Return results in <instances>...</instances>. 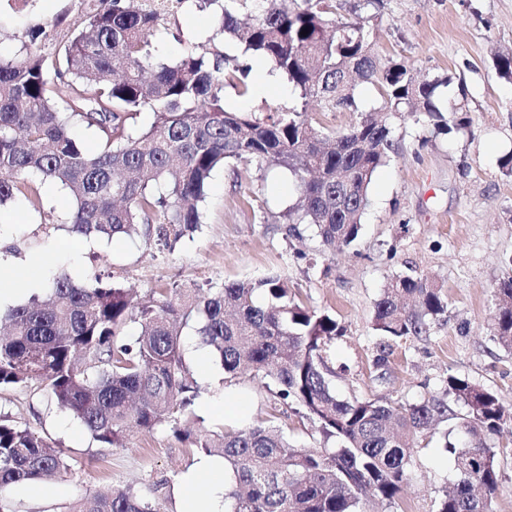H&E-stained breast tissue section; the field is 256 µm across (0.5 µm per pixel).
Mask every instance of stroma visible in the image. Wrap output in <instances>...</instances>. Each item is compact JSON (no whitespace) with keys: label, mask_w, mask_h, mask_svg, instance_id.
Wrapping results in <instances>:
<instances>
[{"label":"stroma","mask_w":512,"mask_h":512,"mask_svg":"<svg viewBox=\"0 0 512 512\" xmlns=\"http://www.w3.org/2000/svg\"><path fill=\"white\" fill-rule=\"evenodd\" d=\"M107 0H0V57L24 60L29 44L58 50ZM217 20L193 0L166 14L153 38L158 60L191 52L240 54L214 38ZM374 52L396 60L418 78H450L444 104H462L467 128L451 133L392 119L395 152L369 189L358 238L326 249L314 229L289 233L283 215L295 204L292 176L234 163L218 169L202 203L203 222L169 247L146 236L109 241L72 232L73 199L67 190L40 184L41 210L14 202L0 209V248L20 259L38 257L44 278L62 271L86 282L111 274L115 284L148 298L165 288L220 289L225 283L277 275L296 302L336 319L344 334L333 345L331 383L343 398L387 397L406 403L440 393L451 375L495 392L512 406V354L488 330L498 306L496 286L512 275V176L500 162L512 154V81L493 66L495 50H512V0H382ZM262 61L247 97L225 88L230 110L266 113L291 107L287 81ZM432 278L448 297L446 320L427 334L397 341L385 380L372 361L378 333L376 300L394 275ZM249 408L231 420L195 404L207 429L222 431L279 417L300 448L323 445L316 425L292 414L266 390L262 376L238 386ZM0 413L26 423L68 456L72 469L48 485H18L6 499L12 512H67L78 498L105 486L145 491L172 474H186L198 459L168 423L128 431L119 448H102L85 427L51 403L38 385L0 390ZM450 423L426 431L409 465V481L395 503L367 501L365 512H438L445 490L458 479L445 448ZM500 488L492 512H512V433L495 438Z\"/></svg>","instance_id":"stroma-1"}]
</instances>
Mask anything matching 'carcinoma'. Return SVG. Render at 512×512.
Segmentation results:
<instances>
[{"label":"carcinoma","instance_id":"cac0c4a2","mask_svg":"<svg viewBox=\"0 0 512 512\" xmlns=\"http://www.w3.org/2000/svg\"><path fill=\"white\" fill-rule=\"evenodd\" d=\"M218 16L215 35L238 43L241 56L187 53L156 60L152 40L166 9L145 0H111L54 57L36 49L14 61L0 57V207L22 196L34 208L32 174L73 197L72 231L110 239L153 235L164 245L202 223L213 171L229 163L283 168L299 202L290 224H309L323 245L358 236L368 191L388 162L394 139L388 117L411 112L438 130L465 128L460 108L439 104L451 78L418 82L406 65L380 64L373 29L336 17L334 0H195ZM308 34H301L302 30ZM269 60L285 76L297 103L265 116L228 111L224 87L252 89L253 62ZM378 85V119L359 111L358 83ZM142 110L152 124L129 119ZM315 112H357V121L331 135L312 124ZM79 124L99 133L89 152L72 133ZM504 299L489 330L512 352V277L500 281ZM263 295L267 302L260 303ZM448 312L443 287L428 278H391L374 306L381 334L374 367L384 378L391 343L429 331ZM130 322L138 335L121 340ZM195 324L201 344L235 380L262 374L283 401L318 424L338 448L292 445L281 426L261 421L221 434L182 425L200 390L186 364L182 328ZM343 328L336 319L300 306L278 277L237 281L217 292L166 288L151 305L136 306L111 276L79 283L55 275L46 299L0 311V388L43 386L102 448L119 447L128 428L150 431L166 418L174 434L231 472L226 512H362L370 496L399 497L419 434L448 420L449 403L466 413L464 443H446L459 480L439 512H491L500 486L492 439L512 426V408L497 394L454 375L441 394L413 404L343 399L327 375L328 356ZM71 470L62 451L28 425L0 415V512L3 492L21 483H46ZM165 479L151 494L128 487L80 498L70 512H164Z\"/></svg>","mask_w":512,"mask_h":512}]
</instances>
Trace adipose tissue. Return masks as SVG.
Here are the masks:
<instances>
[{
    "instance_id": "ef3b65f1",
    "label": "adipose tissue",
    "mask_w": 512,
    "mask_h": 512,
    "mask_svg": "<svg viewBox=\"0 0 512 512\" xmlns=\"http://www.w3.org/2000/svg\"><path fill=\"white\" fill-rule=\"evenodd\" d=\"M230 479L222 460L199 458L175 489L177 512H224V487Z\"/></svg>"
}]
</instances>
